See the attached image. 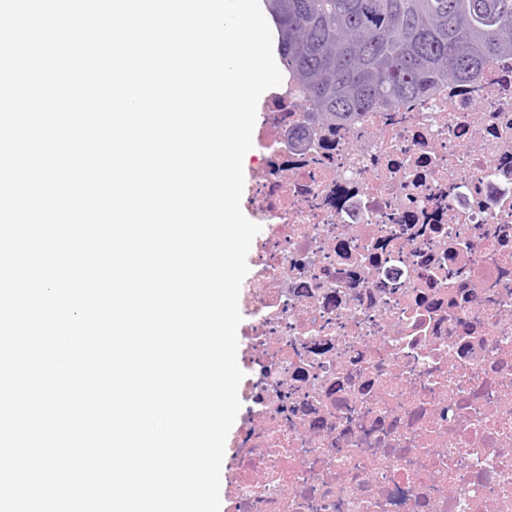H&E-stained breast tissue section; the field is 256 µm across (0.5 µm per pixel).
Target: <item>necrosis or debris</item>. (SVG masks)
I'll return each mask as SVG.
<instances>
[{"label":"necrosis or debris","mask_w":512,"mask_h":512,"mask_svg":"<svg viewBox=\"0 0 512 512\" xmlns=\"http://www.w3.org/2000/svg\"><path fill=\"white\" fill-rule=\"evenodd\" d=\"M309 110L256 136L229 512H512V57L299 151Z\"/></svg>","instance_id":"obj_1"}]
</instances>
